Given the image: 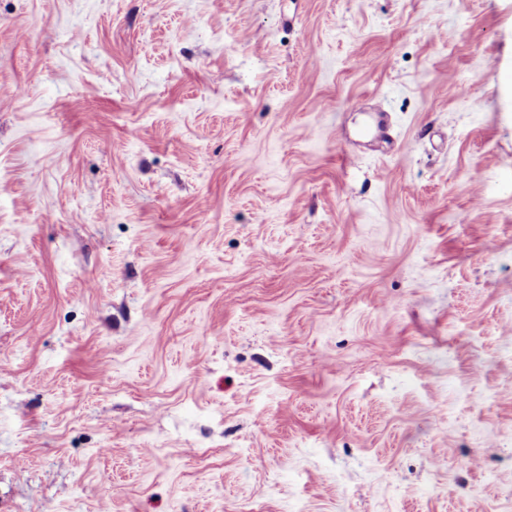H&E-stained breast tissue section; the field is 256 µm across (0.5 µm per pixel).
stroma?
<instances>
[{"mask_svg": "<svg viewBox=\"0 0 512 512\" xmlns=\"http://www.w3.org/2000/svg\"><path fill=\"white\" fill-rule=\"evenodd\" d=\"M0 512H512V0H0Z\"/></svg>", "mask_w": 512, "mask_h": 512, "instance_id": "obj_1", "label": "stroma"}]
</instances>
